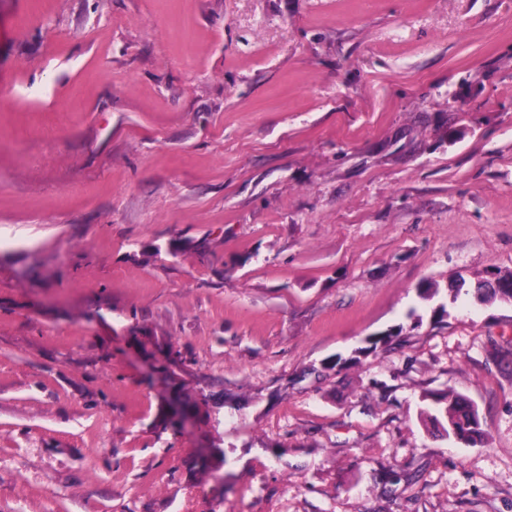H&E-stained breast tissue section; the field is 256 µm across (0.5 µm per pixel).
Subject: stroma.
Masks as SVG:
<instances>
[{
    "instance_id": "stroma-1",
    "label": "stroma",
    "mask_w": 512,
    "mask_h": 512,
    "mask_svg": "<svg viewBox=\"0 0 512 512\" xmlns=\"http://www.w3.org/2000/svg\"><path fill=\"white\" fill-rule=\"evenodd\" d=\"M492 272L512 0H0V512H512ZM498 279L504 281H507L508 279L512 280V274L503 276L494 275L489 279L479 282L473 292H471L470 289H464V283L451 286L450 290L454 293L453 298L455 299L459 298L461 294H463L464 296H471V298L476 301L486 302L490 300H499L500 302L512 304V288H505L510 289V292L506 290L504 291V294H501L496 290L497 288L492 287V282ZM422 402L426 404L421 409L420 416L427 419L434 433L444 432L448 436L451 431L450 420H453L456 426H461L472 419L474 426L467 430L473 433L471 444L476 443L483 436L479 411L466 397L458 393L436 391L426 393L422 397Z\"/></svg>"
}]
</instances>
